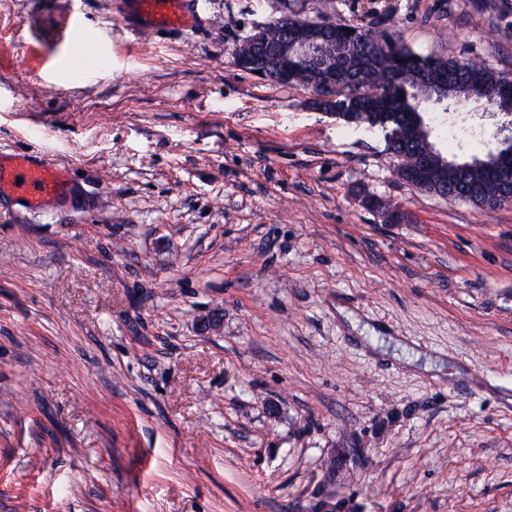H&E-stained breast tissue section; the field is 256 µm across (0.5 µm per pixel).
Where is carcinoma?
<instances>
[{"label": "carcinoma", "mask_w": 512, "mask_h": 512, "mask_svg": "<svg viewBox=\"0 0 512 512\" xmlns=\"http://www.w3.org/2000/svg\"><path fill=\"white\" fill-rule=\"evenodd\" d=\"M284 35L307 37L306 21L293 12L276 17L259 36L252 66L268 65L265 46L274 45ZM330 35L347 47L348 79L329 92L333 101L320 108L351 115V123L381 135L386 150L401 162L415 163L419 137L431 138L437 114L464 111L486 87L498 89L489 102L488 115L499 124H512V79L503 72L472 59L424 57L387 35L360 26L337 24ZM498 159L505 169L512 168L509 147L496 143L467 158L468 168L450 166L447 177L436 173L419 183L417 190L485 206L503 191L496 175L482 171Z\"/></svg>", "instance_id": "carcinoma-1"}]
</instances>
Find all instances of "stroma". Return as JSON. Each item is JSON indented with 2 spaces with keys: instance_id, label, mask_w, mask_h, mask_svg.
Masks as SVG:
<instances>
[{
  "instance_id": "1",
  "label": "stroma",
  "mask_w": 512,
  "mask_h": 512,
  "mask_svg": "<svg viewBox=\"0 0 512 512\" xmlns=\"http://www.w3.org/2000/svg\"><path fill=\"white\" fill-rule=\"evenodd\" d=\"M497 2L199 0L133 34L116 0H0V154L75 190L0 207V512H512V204L416 191L232 63L286 6L512 73Z\"/></svg>"
}]
</instances>
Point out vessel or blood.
I'll return each mask as SVG.
<instances>
[{"mask_svg":"<svg viewBox=\"0 0 512 512\" xmlns=\"http://www.w3.org/2000/svg\"><path fill=\"white\" fill-rule=\"evenodd\" d=\"M124 25L140 32L153 28L191 30L202 17L198 0H118ZM71 193L62 170L35 161L28 154L0 157V203L22 201L28 209L43 211L60 204Z\"/></svg>","mask_w":512,"mask_h":512,"instance_id":"1","label":"vessel or blood"}]
</instances>
